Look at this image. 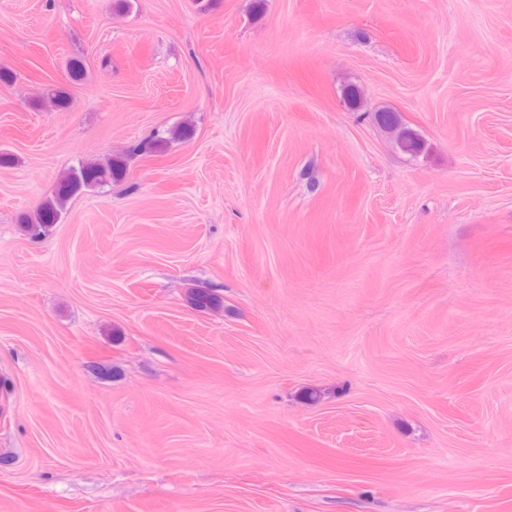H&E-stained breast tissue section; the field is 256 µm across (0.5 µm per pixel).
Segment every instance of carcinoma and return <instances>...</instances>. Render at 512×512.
<instances>
[{
	"mask_svg": "<svg viewBox=\"0 0 512 512\" xmlns=\"http://www.w3.org/2000/svg\"><path fill=\"white\" fill-rule=\"evenodd\" d=\"M342 96L349 107L358 111L364 106L362 88L348 83L342 88ZM377 125L391 134L396 146L404 153L414 156L423 146V140L413 129L404 126L400 115L390 109L375 112ZM128 167V156L112 155L104 160H93L65 171L58 180L54 193L35 212L20 218L22 230L31 237H40L49 227L59 222L67 203L73 197L95 188L121 181ZM189 305L202 312H217L224 307L223 298L207 288H191L187 292Z\"/></svg>",
	"mask_w": 512,
	"mask_h": 512,
	"instance_id": "carcinoma-1",
	"label": "carcinoma"
}]
</instances>
